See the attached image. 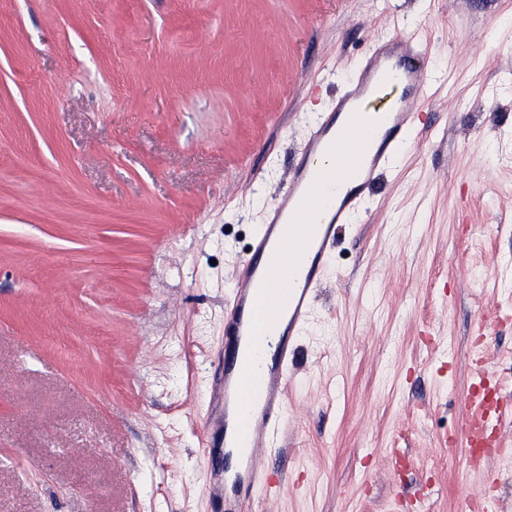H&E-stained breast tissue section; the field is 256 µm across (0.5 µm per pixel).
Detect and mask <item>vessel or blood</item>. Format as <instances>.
Instances as JSON below:
<instances>
[{
    "label": "vessel or blood",
    "instance_id": "vessel-or-blood-1",
    "mask_svg": "<svg viewBox=\"0 0 512 512\" xmlns=\"http://www.w3.org/2000/svg\"><path fill=\"white\" fill-rule=\"evenodd\" d=\"M428 90L426 68L408 32L375 44L335 109L316 120L291 179L253 237L224 325V421L232 426L224 455L237 461L224 484L225 512H256V485L277 483L260 451L283 439L294 338L305 330L337 229L352 223L364 196L400 155L416 104ZM370 114L378 117L382 133L367 124ZM353 138L362 145L351 153L346 146ZM348 176L357 179L356 190L331 204L318 223H309L324 182ZM461 412L463 434L472 444L512 422V400L490 406L471 392Z\"/></svg>",
    "mask_w": 512,
    "mask_h": 512
}]
</instances>
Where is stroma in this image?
<instances>
[{"label": "stroma", "instance_id": "35a3bbf8", "mask_svg": "<svg viewBox=\"0 0 512 512\" xmlns=\"http://www.w3.org/2000/svg\"><path fill=\"white\" fill-rule=\"evenodd\" d=\"M512 0H0V512H225L241 257L371 46L413 33L409 143L337 234L261 512H512ZM463 416V434L470 447L473 446L489 428H495L504 422H512L511 398H499L493 406L485 398L469 392L461 401Z\"/></svg>", "mask_w": 512, "mask_h": 512}]
</instances>
